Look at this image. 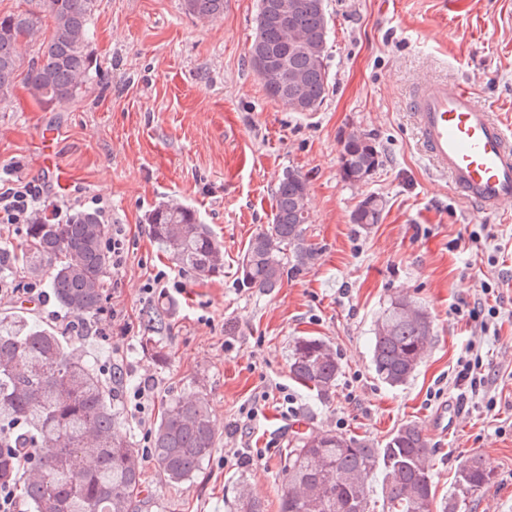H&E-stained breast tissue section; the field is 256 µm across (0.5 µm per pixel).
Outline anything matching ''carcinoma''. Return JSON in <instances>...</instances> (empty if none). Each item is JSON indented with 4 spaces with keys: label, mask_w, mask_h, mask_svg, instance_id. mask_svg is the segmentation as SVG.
I'll list each match as a JSON object with an SVG mask.
<instances>
[{
    "label": "carcinoma",
    "mask_w": 512,
    "mask_h": 512,
    "mask_svg": "<svg viewBox=\"0 0 512 512\" xmlns=\"http://www.w3.org/2000/svg\"><path fill=\"white\" fill-rule=\"evenodd\" d=\"M33 7L0 17V102L9 100L22 79L43 108L73 100L91 81V19L95 0H25ZM288 28L269 22L263 45L274 54L288 52V64L269 96L293 108L299 97L315 110L328 88V71L295 47L304 38L316 46L329 35L325 10L312 0H295ZM200 20L224 15V0H184ZM36 56L23 66V50ZM379 165L375 146L357 134L341 153L344 180L359 184ZM383 201L369 195L353 211L355 224L379 222ZM310 209L305 177L287 171L274 194L272 224L248 242L237 268L240 287L272 291L284 276L314 265L318 253L307 243L304 225ZM152 237L172 253L180 267L205 280L223 273L221 247L197 212L188 206L159 204L145 215ZM27 248L0 245V281L28 262L48 266L50 297L80 319L97 313L105 300L104 274L110 262L108 229L98 210H81L57 224L22 227ZM432 334L427 312L402 298L392 299L377 321L372 363L386 384H406L420 364ZM292 377L322 394L335 386L339 364L324 340L298 337L289 353ZM113 394L99 368L67 350L63 337L22 315L0 319V483L18 481L15 450L51 449L34 458V475L23 495L35 512H135L142 493L141 469L132 442L112 433ZM209 405L203 398L173 401L150 438V457L170 481L190 479L215 448ZM428 441L414 423L401 426L384 446L327 431L295 437L288 449L281 512H372L370 482L382 475L383 512H463L488 486L494 471L480 456L466 459L448 499L436 503L425 461ZM91 456L95 464L88 466Z\"/></svg>",
    "instance_id": "cac0c4a2"
}]
</instances>
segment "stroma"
<instances>
[{
  "label": "stroma",
  "mask_w": 512,
  "mask_h": 512,
  "mask_svg": "<svg viewBox=\"0 0 512 512\" xmlns=\"http://www.w3.org/2000/svg\"><path fill=\"white\" fill-rule=\"evenodd\" d=\"M329 17V88L314 112L269 97L247 51L259 0H224V15L203 22L183 0H97L90 44L94 77L73 101L41 108L23 88L0 103V177L45 180L63 215L104 208L129 252L108 269L101 312L85 322L98 333L71 336L91 363L123 372L112 408L117 430L135 447L165 406L204 397L216 444L189 481L171 484L154 460L141 461L149 512H234L241 494L280 512L282 469L294 435L335 431L384 444L418 424L437 497L447 496L460 464L483 456L495 473L472 512H512V205L481 213L459 199L424 159L405 108L419 79L466 83L478 102L512 125V0H324ZM58 133L54 154L44 129ZM366 133L380 164L365 183L342 178L348 133ZM308 181L305 238L314 265L271 292L239 287L236 269L249 239L271 223L284 172ZM384 201L379 223L351 214L369 194ZM189 205L221 245L222 275L182 271L149 233L145 213ZM161 292L148 293L154 279ZM46 273L18 269L0 318L25 314L63 334L69 314L31 302L23 289ZM499 296L495 334L481 354L487 396H464L457 361L477 336L456 314L484 286ZM424 308L433 339L413 377L392 387L377 377L371 339L391 299ZM324 339L340 364L328 395L298 385L288 366L296 337ZM154 377L142 413L129 393ZM263 415L236 433L242 408ZM457 409L455 424L440 415ZM265 449L238 465L239 444Z\"/></svg>",
  "instance_id": "stroma-1"
}]
</instances>
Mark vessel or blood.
I'll return each mask as SVG.
<instances>
[{"label":"vessel or blood","mask_w":512,"mask_h":512,"mask_svg":"<svg viewBox=\"0 0 512 512\" xmlns=\"http://www.w3.org/2000/svg\"><path fill=\"white\" fill-rule=\"evenodd\" d=\"M437 173L481 212L512 203V131L453 81H424L408 103Z\"/></svg>","instance_id":"obj_1"}]
</instances>
